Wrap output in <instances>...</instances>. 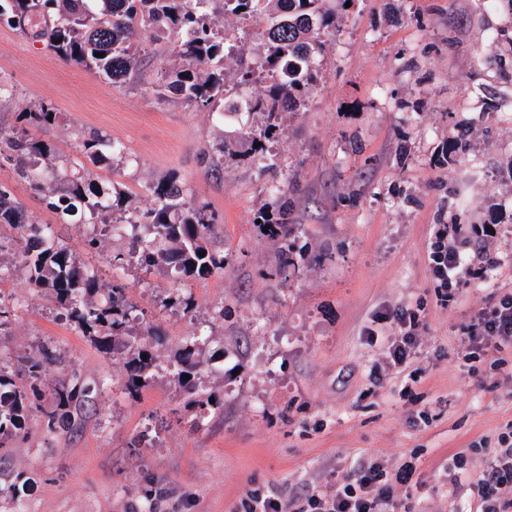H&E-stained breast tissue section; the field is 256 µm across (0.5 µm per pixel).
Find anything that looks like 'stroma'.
Masks as SVG:
<instances>
[{"label": "stroma", "instance_id": "obj_1", "mask_svg": "<svg viewBox=\"0 0 512 512\" xmlns=\"http://www.w3.org/2000/svg\"><path fill=\"white\" fill-rule=\"evenodd\" d=\"M334 16L320 79L299 111L283 114L267 171L205 150L227 132L259 126L159 93L154 68L113 84L0 24V73L15 92L0 119L50 101L58 123L31 129L58 165L76 160L75 133L124 143L127 161L90 167L99 186L133 190L147 212L149 184L172 179L216 218L207 246L222 272L180 280L127 258V238L89 245L90 225L57 223L42 194L0 168V184L56 242L123 288L163 342L148 386L130 390L126 356L102 353L22 270L0 279L11 310L0 365L15 371L42 348L62 356L35 382L26 434L0 448V512H243L248 491L278 495L296 512L308 493L334 487L361 461L395 472L398 512H477L470 483L512 426V349L493 365L473 342L477 314L512 293V0H324ZM266 23L224 22L226 72L258 65ZM279 186L291 203L295 247L258 220ZM469 260L455 300L436 288L428 244ZM417 312L416 353L391 365L383 313ZM375 329L377 341L366 331ZM198 336L197 393L222 408L200 417L173 379L176 355ZM480 361H472V354ZM379 367L383 380L372 385ZM92 386L73 423L57 410L60 385ZM411 396H404L403 387ZM201 427H193L195 419ZM466 469L458 485L455 455Z\"/></svg>", "mask_w": 512, "mask_h": 512}]
</instances>
